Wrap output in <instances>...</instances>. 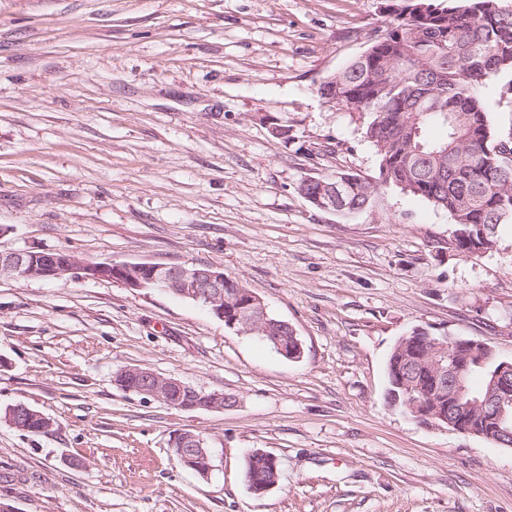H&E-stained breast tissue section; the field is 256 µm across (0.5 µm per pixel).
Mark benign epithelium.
I'll return each instance as SVG.
<instances>
[{
  "instance_id": "7a95c632",
  "label": "benign epithelium",
  "mask_w": 512,
  "mask_h": 512,
  "mask_svg": "<svg viewBox=\"0 0 512 512\" xmlns=\"http://www.w3.org/2000/svg\"><path fill=\"white\" fill-rule=\"evenodd\" d=\"M342 183H335L307 200L321 210L336 209V197L341 194ZM109 279L118 280L128 288L142 289L147 284L158 287L178 296H191L219 318H225L224 271L213 266L200 270L195 263L173 267L152 262L112 263L90 262L76 255L64 252L30 247L27 249L0 251V280L25 281L31 279ZM236 296L243 295L248 300L238 305L229 319L230 324L239 323L242 331L258 334L260 339L270 341L283 357L294 360L302 355V346L297 336H272L267 309L263 300L250 289H235ZM418 335L435 344L431 352L430 374L438 393L448 392V407L428 408V403L416 397L415 383L408 376L398 374L396 387L402 390L404 406L410 417L424 426L446 425L448 428L471 436L485 438L503 448L512 447V428L508 424L507 407L512 406V360L503 361L494 375L492 392L483 399L466 398L464 373L472 360L481 361L495 356L494 349L484 341L456 337L435 338L425 334V330L415 329ZM133 374L139 382V395L146 399L162 402L178 409L224 410L237 403L235 396L219 391L206 393L186 383L161 376L150 369L125 367L119 374ZM192 399H183L184 394ZM35 414L41 419L40 431L52 429L54 422L41 412L32 411L28 405L16 404L6 408L11 424H16L24 414ZM171 445L177 448L183 461L190 464L198 459H209L208 442L200 434L189 431L174 434Z\"/></svg>"
}]
</instances>
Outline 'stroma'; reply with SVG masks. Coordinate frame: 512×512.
<instances>
[{
    "instance_id": "stroma-1",
    "label": "stroma",
    "mask_w": 512,
    "mask_h": 512,
    "mask_svg": "<svg viewBox=\"0 0 512 512\" xmlns=\"http://www.w3.org/2000/svg\"><path fill=\"white\" fill-rule=\"evenodd\" d=\"M381 0H0V251L202 263L296 331L288 360L201 304L111 280H0V499L16 512H512V449L426 427L386 399L396 341L490 343L512 359V222L448 243L447 212L379 183L364 116L320 81L387 23ZM481 91L512 135V73ZM288 126L289 138L272 134ZM359 174L366 211H323L303 179ZM126 366L206 392L180 410L119 389ZM203 435L204 476L171 438ZM281 465L254 494L246 459ZM5 412L7 414L9 422L14 426H16V423L19 421L21 416H23L26 413H29V415H37L41 419V428H40L41 432H47V431L51 430L54 425V422L52 419L45 416L44 414H42L39 411H32V408H30L28 405H26L24 403L8 406L5 410ZM0 419L1 420L4 419L6 422H8L5 419L4 412L1 414Z\"/></svg>"
}]
</instances>
